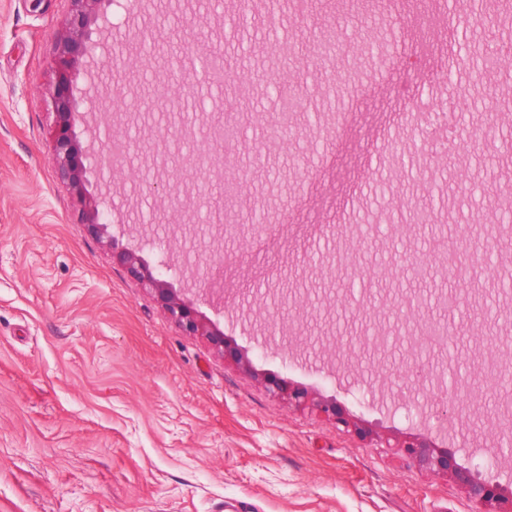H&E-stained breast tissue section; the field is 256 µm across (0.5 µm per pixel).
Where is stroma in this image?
I'll return each mask as SVG.
<instances>
[{
	"label": "stroma",
	"instance_id": "35a3bbf8",
	"mask_svg": "<svg viewBox=\"0 0 512 512\" xmlns=\"http://www.w3.org/2000/svg\"><path fill=\"white\" fill-rule=\"evenodd\" d=\"M365 0L299 15L294 0H141L114 8L80 69L86 188L112 196L106 246L88 233L53 162L58 34L70 0H0V512H472L463 487L271 394L201 336L183 333L113 251L136 250L262 372L335 399L384 435L431 434L463 468L512 489V435L479 385L493 359L512 368V57L490 72L503 16L453 11L463 67L448 44L419 45L432 22ZM340 36L334 59L318 54ZM229 57L223 89L202 77ZM362 86L348 98L337 75ZM172 99L152 101L155 78ZM300 112L288 139L266 117L279 86ZM432 99L409 129L399 115ZM245 112L243 142L217 146L215 114ZM194 127L164 158L155 125ZM206 159L182 170L184 154ZM234 198L244 235L221 238L207 195ZM179 196L182 208L168 204ZM447 237L476 262L468 282L434 258ZM163 271V270H162ZM457 296L449 304V296ZM457 322L447 348L414 323ZM462 389L444 430L439 398Z\"/></svg>",
	"mask_w": 512,
	"mask_h": 512
}]
</instances>
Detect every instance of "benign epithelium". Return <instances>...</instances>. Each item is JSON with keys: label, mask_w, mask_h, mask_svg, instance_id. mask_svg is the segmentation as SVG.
<instances>
[{"label": "benign epithelium", "mask_w": 512, "mask_h": 512, "mask_svg": "<svg viewBox=\"0 0 512 512\" xmlns=\"http://www.w3.org/2000/svg\"><path fill=\"white\" fill-rule=\"evenodd\" d=\"M111 5L112 0H71L70 18L58 41L53 94L57 117L54 135V161L57 173L75 193L81 220L86 224L87 230L100 239H106L109 246L112 245V239L107 237L105 219L108 203L105 198L92 195L85 188L86 174L91 170L92 155L77 145L73 126L75 117L78 116L75 68L79 64V59L88 55L94 27L98 19L107 14ZM172 88L173 83L168 79L155 80L151 88V99H169ZM195 136V129L189 126H182L175 133L165 132L159 128L155 130L156 140L166 149L171 147L175 138L188 141ZM440 256L444 259L451 258L448 272L452 276L459 280L465 279L469 272L470 259L462 244H457V249L448 253L440 252ZM116 260L123 265L131 278L154 293L164 312L184 333L207 337L222 356L232 359L243 370L254 374V377L273 394L288 399L298 407L311 409L338 424L350 426V421L344 417L335 401L295 386L283 378L255 372L247 353L231 347L224 340V334L198 316L163 275L153 274L139 255L131 251H121L116 254ZM413 335L421 344L428 343L440 347H446L455 340L453 336L440 335L435 328L424 323L413 327ZM460 402L459 389L444 394L446 423H452L453 416L459 411ZM395 447L406 449L419 467L458 479L464 486L468 499L476 506L474 512H512V498L505 497L502 487L484 479L477 468L462 469L455 455L436 448L429 435L409 437L395 444Z\"/></svg>", "instance_id": "benign-epithelium-1"}]
</instances>
